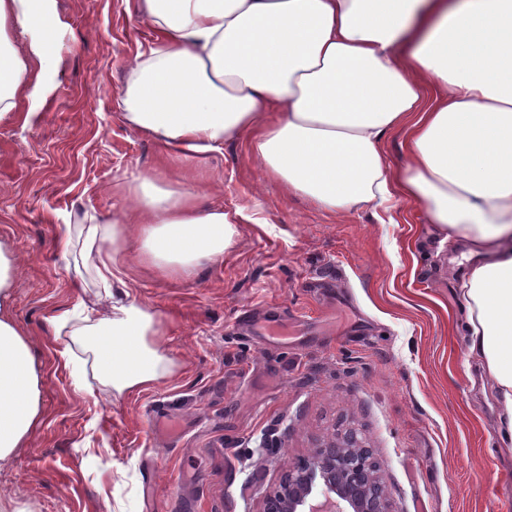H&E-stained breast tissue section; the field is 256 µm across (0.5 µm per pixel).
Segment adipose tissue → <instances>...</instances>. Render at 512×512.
Here are the masks:
<instances>
[{
  "label": "adipose tissue",
  "mask_w": 512,
  "mask_h": 512,
  "mask_svg": "<svg viewBox=\"0 0 512 512\" xmlns=\"http://www.w3.org/2000/svg\"><path fill=\"white\" fill-rule=\"evenodd\" d=\"M136 11L156 38L130 66L124 117L168 156L242 139L286 194L332 214L401 198L465 243L467 354L512 442V0H137ZM54 24L51 0H0V119L44 102ZM18 27L32 36L24 51L10 46ZM396 130L400 170L382 151ZM129 192L111 220L68 225L61 246L80 241L99 291L51 320L93 351L119 397L172 371L155 313L124 288L127 261L178 276L221 260L238 233L223 209L157 176H136ZM39 416L31 349L0 318L1 462Z\"/></svg>",
  "instance_id": "adipose-tissue-1"
}]
</instances>
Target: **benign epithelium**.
<instances>
[{
	"instance_id": "7a95c632",
	"label": "benign epithelium",
	"mask_w": 512,
	"mask_h": 512,
	"mask_svg": "<svg viewBox=\"0 0 512 512\" xmlns=\"http://www.w3.org/2000/svg\"><path fill=\"white\" fill-rule=\"evenodd\" d=\"M264 512H394L371 448L355 436L328 441L293 466Z\"/></svg>"
}]
</instances>
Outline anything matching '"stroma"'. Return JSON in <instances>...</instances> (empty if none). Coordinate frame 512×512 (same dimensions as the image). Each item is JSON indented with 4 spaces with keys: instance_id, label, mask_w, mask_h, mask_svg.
Here are the masks:
<instances>
[{
    "instance_id": "1",
    "label": "stroma",
    "mask_w": 512,
    "mask_h": 512,
    "mask_svg": "<svg viewBox=\"0 0 512 512\" xmlns=\"http://www.w3.org/2000/svg\"><path fill=\"white\" fill-rule=\"evenodd\" d=\"M49 93L0 120V252L15 262L0 315L26 335L42 418L0 462V512H262L266 493L324 440L358 433L396 512H512V444L467 356L466 247L424 210L336 215L262 180L245 141L191 164L130 128L129 66L154 37L133 0H53ZM164 170L235 218L222 261L165 277L133 262L132 298L157 315L170 375L119 398L52 317L75 308L74 216L126 206Z\"/></svg>"
}]
</instances>
